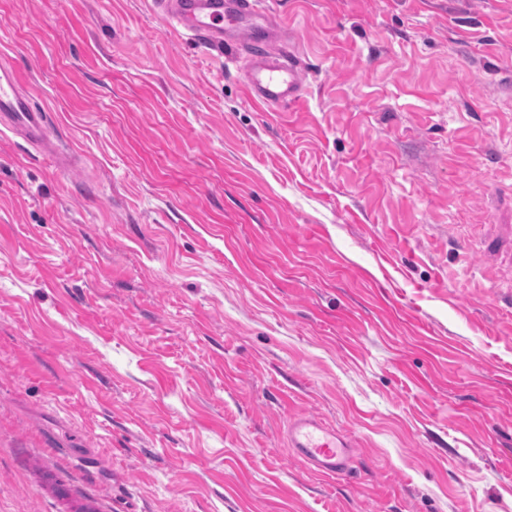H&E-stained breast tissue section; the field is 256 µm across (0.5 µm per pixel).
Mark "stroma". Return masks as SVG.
<instances>
[{
    "label": "stroma",
    "mask_w": 512,
    "mask_h": 512,
    "mask_svg": "<svg viewBox=\"0 0 512 512\" xmlns=\"http://www.w3.org/2000/svg\"><path fill=\"white\" fill-rule=\"evenodd\" d=\"M269 6L272 112L151 0H0L77 157L0 135V512H512V0ZM288 448L322 475L341 478L351 473L353 442L317 416L297 413L289 418Z\"/></svg>",
    "instance_id": "1"
}]
</instances>
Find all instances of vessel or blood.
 <instances>
[{
	"instance_id": "1",
	"label": "vessel or blood",
	"mask_w": 512,
	"mask_h": 512,
	"mask_svg": "<svg viewBox=\"0 0 512 512\" xmlns=\"http://www.w3.org/2000/svg\"><path fill=\"white\" fill-rule=\"evenodd\" d=\"M171 27L210 46L240 43L246 54V85L251 99L270 108L300 101L303 79L293 47L270 50L278 29L266 0H165ZM0 128L36 148L51 151L59 168L69 154L51 139L50 118L35 107L13 67L0 64ZM288 446L294 457L322 475L341 478L352 470L354 444L335 427L307 413L288 420Z\"/></svg>"
}]
</instances>
